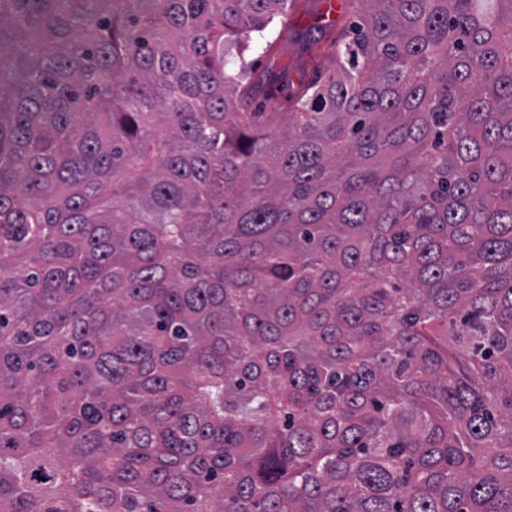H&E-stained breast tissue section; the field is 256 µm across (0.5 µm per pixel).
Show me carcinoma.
Listing matches in <instances>:
<instances>
[{"mask_svg":"<svg viewBox=\"0 0 512 512\" xmlns=\"http://www.w3.org/2000/svg\"><path fill=\"white\" fill-rule=\"evenodd\" d=\"M288 2L0 0V512H512V0ZM329 0H295L288 8V17H276L274 24L276 26L277 36L278 32L282 30V36L279 38L274 48L269 53H262V50H250L245 54L247 60H251L257 72H263L277 62V67H283L290 63L289 72L292 73L291 79L294 85L299 82L300 74L297 71L300 63L299 46L291 41L290 34L293 29H307L319 19L315 17L316 11L320 12L325 5H328ZM282 21V24H281ZM295 71L292 72V69ZM335 2V12L333 18L335 19V26L329 34L327 40L321 41L314 45L312 56L308 58L309 69L307 78L313 74L315 70L321 71L323 74H328L336 68V45L333 43V38L341 36L352 25V22L357 20L356 8H348L342 0H331ZM341 1V2H339ZM316 60L315 67H311L312 61Z\"/></svg>","mask_w":512,"mask_h":512,"instance_id":"obj_1","label":"carcinoma"}]
</instances>
